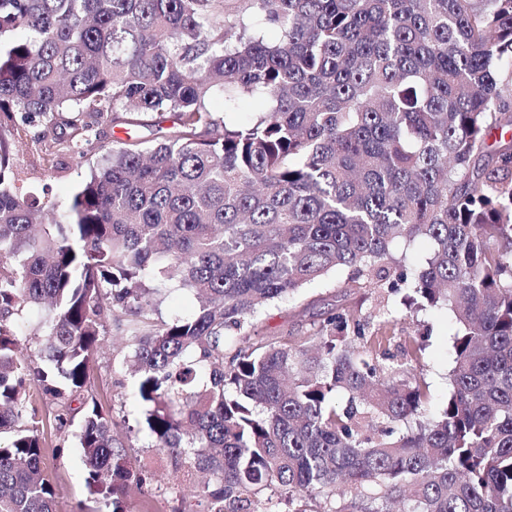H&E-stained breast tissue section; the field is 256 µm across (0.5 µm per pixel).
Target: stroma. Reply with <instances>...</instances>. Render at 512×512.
Here are the masks:
<instances>
[{
  "label": "stroma",
  "instance_id": "obj_1",
  "mask_svg": "<svg viewBox=\"0 0 512 512\" xmlns=\"http://www.w3.org/2000/svg\"><path fill=\"white\" fill-rule=\"evenodd\" d=\"M15 154L24 190L37 196L46 190L55 196L69 195L89 173L88 167L77 166L75 160L67 156L62 158L58 168H46L34 146L29 143L17 145ZM349 277V270L340 269L322 283L302 288L290 297L276 301L256 320L255 335H308L320 315L339 304L358 306L366 312L387 306L397 320L398 336L414 332L428 335L423 362L434 401L442 403L449 392L448 372L452 367V337L455 331L453 313L440 309L421 314L416 320L406 317L398 296L381 302L373 289L348 287ZM129 356L123 326H112L105 336L92 375L99 402L112 407L114 417L125 419L132 427L141 418L142 407L136 394V378L127 365ZM127 453L133 465H150L157 474V481L151 487L131 491V512H171L173 506L180 503L185 505L187 512H192L193 501L184 500L181 486L167 478L165 456L159 449L153 448L146 437L132 436ZM44 466L57 488L55 512H74L77 503L86 497L80 448L73 445L60 452L47 450Z\"/></svg>",
  "mask_w": 512,
  "mask_h": 512
}]
</instances>
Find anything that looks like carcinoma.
<instances>
[{
  "mask_svg": "<svg viewBox=\"0 0 512 512\" xmlns=\"http://www.w3.org/2000/svg\"><path fill=\"white\" fill-rule=\"evenodd\" d=\"M111 112L173 126L116 140L63 203L19 191L29 127L55 168ZM511 127L512 0H0V512H53L47 429L81 448L77 512H129L155 479L92 393L114 324L140 431L203 512H512V145L486 143ZM417 239L418 272L394 250ZM340 268L453 311L441 406L425 337L395 355L383 310L252 341ZM171 283L199 308L158 323Z\"/></svg>",
  "mask_w": 512,
  "mask_h": 512,
  "instance_id": "1",
  "label": "carcinoma"
}]
</instances>
